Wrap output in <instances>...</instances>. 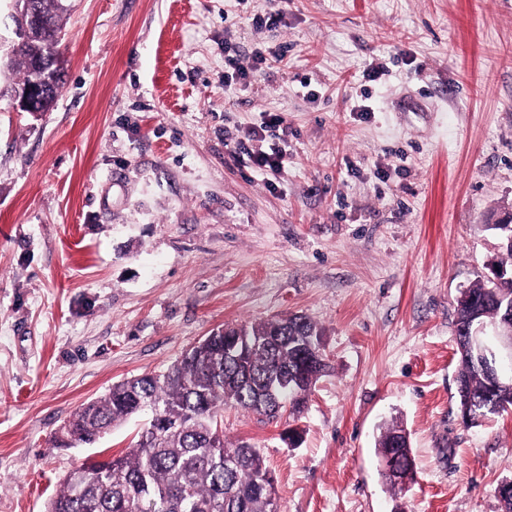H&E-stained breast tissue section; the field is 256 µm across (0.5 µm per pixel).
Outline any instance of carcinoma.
Wrapping results in <instances>:
<instances>
[{"instance_id":"carcinoma-1","label":"carcinoma","mask_w":512,"mask_h":512,"mask_svg":"<svg viewBox=\"0 0 512 512\" xmlns=\"http://www.w3.org/2000/svg\"><path fill=\"white\" fill-rule=\"evenodd\" d=\"M43 21L38 36L10 46L0 61L15 74L0 98L30 82L33 66L51 68L56 84L43 90L36 111H50L63 87L60 51L67 0H32ZM512 307V279L479 278L460 291L454 335L473 319H500ZM321 329L304 314L227 325L191 344L166 370L112 384L102 398L78 408L54 437L57 448L93 445L134 415L149 421L132 448L118 458L71 471L47 512H279L274 480L259 449L227 447L218 417L233 406L274 421L304 414L316 383L331 369ZM457 411L467 426L512 409V388L496 387L479 358L458 350ZM288 371L295 386L274 400L269 388ZM402 472L414 473L409 437L395 423L376 441Z\"/></svg>"}]
</instances>
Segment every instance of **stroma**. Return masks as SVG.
<instances>
[{
	"instance_id": "obj_1",
	"label": "stroma",
	"mask_w": 512,
	"mask_h": 512,
	"mask_svg": "<svg viewBox=\"0 0 512 512\" xmlns=\"http://www.w3.org/2000/svg\"><path fill=\"white\" fill-rule=\"evenodd\" d=\"M268 5L73 0L54 109L0 101V512H46L74 468L127 452L143 418L52 443L112 383L295 313L331 364L306 412L221 421L281 512H501L512 410L462 423L453 321L512 214V0H290L274 32L251 22ZM228 49L250 71L229 86ZM267 111L288 163L261 174L234 142ZM392 422L415 462L398 495L375 448Z\"/></svg>"
}]
</instances>
